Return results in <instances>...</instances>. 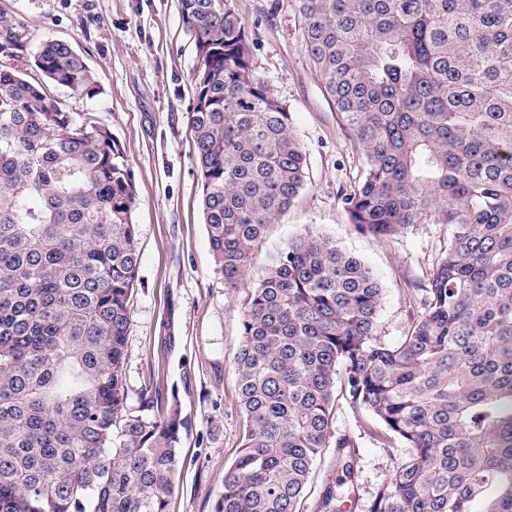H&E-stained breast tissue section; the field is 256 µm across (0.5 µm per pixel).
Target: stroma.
Listing matches in <instances>:
<instances>
[{
	"mask_svg": "<svg viewBox=\"0 0 512 512\" xmlns=\"http://www.w3.org/2000/svg\"><path fill=\"white\" fill-rule=\"evenodd\" d=\"M256 33L257 73L288 104L291 128L306 156V185L268 227L252 257L260 272L288 239L310 229L359 257L380 281L377 334L399 343L424 312L425 289L448 246L444 224H413L375 237L347 221L341 196L362 176L364 159L300 44L291 0H236ZM19 66L34 73L43 39L73 45L95 72L87 97L57 87L75 116L108 127L125 151L138 192V282L127 344L129 412L156 379L175 390L188 425L169 512H216L224 474L240 441L233 354L240 340L242 288L216 274L200 209V188L187 114L194 103L198 56L178 0H0ZM369 414L340 403L333 435L352 436L358 471L346 494L364 512L408 450L365 434Z\"/></svg>",
	"mask_w": 512,
	"mask_h": 512,
	"instance_id": "35a3bbf8",
	"label": "stroma"
}]
</instances>
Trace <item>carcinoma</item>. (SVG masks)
Instances as JSON below:
<instances>
[{
	"mask_svg": "<svg viewBox=\"0 0 512 512\" xmlns=\"http://www.w3.org/2000/svg\"><path fill=\"white\" fill-rule=\"evenodd\" d=\"M301 47L364 156L356 230L446 224L425 312L377 337L379 280L308 229L248 288L233 357L240 447L217 512H300L336 401L409 455L367 512H512V0H293ZM201 68L188 125L227 288L304 189L288 106L233 0H179ZM0 63V512H168L185 428L160 383L127 412L139 253L120 143L51 94L93 96L69 43ZM351 482L355 441L336 438ZM316 512H345L327 486Z\"/></svg>",
	"mask_w": 512,
	"mask_h": 512,
	"instance_id": "obj_1",
	"label": "carcinoma"
}]
</instances>
